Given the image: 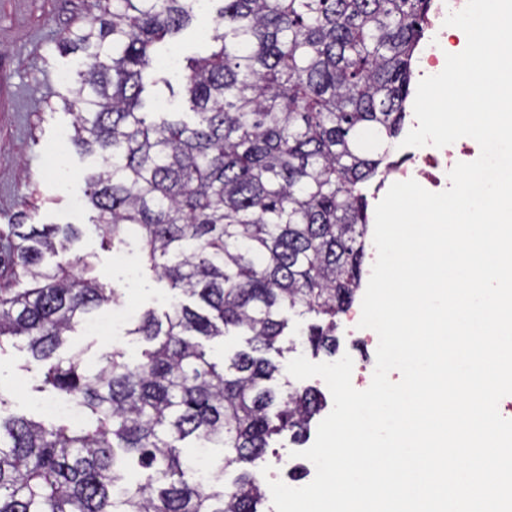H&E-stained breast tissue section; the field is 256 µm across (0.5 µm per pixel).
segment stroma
<instances>
[{"label": "stroma", "instance_id": "1", "mask_svg": "<svg viewBox=\"0 0 512 512\" xmlns=\"http://www.w3.org/2000/svg\"><path fill=\"white\" fill-rule=\"evenodd\" d=\"M99 13V0H0V229L19 214L29 224L81 225L80 240L60 251L57 259L68 263L85 256L96 263L105 287L117 291L112 314L121 322L138 309L166 311L172 292L166 282L141 273L137 256L102 248L96 212L85 196L86 177L102 160L81 154L68 141L74 116L62 98L75 73L74 57L59 48L58 40ZM314 321L311 315L290 318L281 339L285 352L280 364L298 354L314 356L319 363L347 354L357 371L375 362V346L350 335L343 324L336 329L335 354L311 353L303 333ZM65 347L84 351L90 366L115 347L133 358L140 353L139 343L121 333L92 334L85 329L68 336ZM30 361L20 342L0 352V394L10 400L12 412L38 418L41 403L50 396L34 390L39 371L30 368ZM315 438L311 431L298 444L287 436L278 439L258 463L262 478L293 488L309 484L316 471L295 452L308 449Z\"/></svg>", "mask_w": 512, "mask_h": 512}]
</instances>
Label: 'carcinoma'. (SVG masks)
Wrapping results in <instances>:
<instances>
[{"label":"carcinoma","instance_id":"carcinoma-1","mask_svg":"<svg viewBox=\"0 0 512 512\" xmlns=\"http://www.w3.org/2000/svg\"><path fill=\"white\" fill-rule=\"evenodd\" d=\"M210 53L180 65L187 111L148 112L144 75L200 15L197 0H105L59 47L81 60L63 98L70 142L104 164L88 177L103 241L192 298L137 312L91 371L66 336L116 299L95 265L52 262L76 224L14 218L0 237V351L17 338L39 389L81 418L0 416V512H258L254 470L271 441L298 438L326 405L277 382L285 312L325 321L336 351L366 256L368 201L399 137L430 0H207ZM232 331L246 348L213 361Z\"/></svg>","mask_w":512,"mask_h":512}]
</instances>
